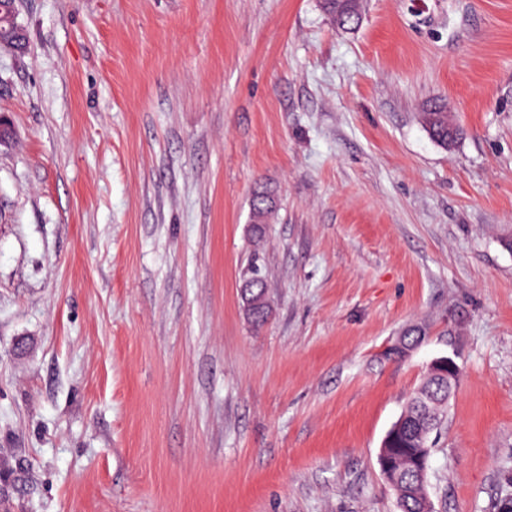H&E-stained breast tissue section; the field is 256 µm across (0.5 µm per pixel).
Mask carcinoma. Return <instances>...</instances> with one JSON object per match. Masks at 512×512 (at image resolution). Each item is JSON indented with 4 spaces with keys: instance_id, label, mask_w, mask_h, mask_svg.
Here are the masks:
<instances>
[{
    "instance_id": "carcinoma-1",
    "label": "carcinoma",
    "mask_w": 512,
    "mask_h": 512,
    "mask_svg": "<svg viewBox=\"0 0 512 512\" xmlns=\"http://www.w3.org/2000/svg\"><path fill=\"white\" fill-rule=\"evenodd\" d=\"M323 10L329 19L342 30H352L359 24L361 0H323ZM420 120L431 138L440 146L448 148L461 136V129L448 116V107L434 104L420 113ZM278 203L275 195L265 188L254 191L250 203V223L260 237L265 225L275 218ZM252 321L260 326L267 319L269 303L267 282L259 267L241 288ZM448 408V378H427L410 397L404 414L408 425L389 433L388 466L401 480L394 484L401 503V512H420V498L427 494V474L432 451L430 435L437 430L443 414Z\"/></svg>"
}]
</instances>
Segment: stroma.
I'll list each match as a JSON object with an SVG mask.
<instances>
[{
  "mask_svg": "<svg viewBox=\"0 0 512 512\" xmlns=\"http://www.w3.org/2000/svg\"><path fill=\"white\" fill-rule=\"evenodd\" d=\"M0 48V512H435L512 489V0H16ZM442 101L453 148L420 120ZM279 210L261 247L252 192ZM265 272L270 315L238 296ZM421 327L405 356L388 350ZM323 10L342 30L355 29L361 17V0H323ZM458 371V364L450 356L434 360L427 376L447 374L448 377L426 378L410 397L403 412L408 425L389 433L387 461L391 470L401 477L394 484L397 491L392 488L396 495L398 492L397 500L402 505V512L420 511V498L428 494L426 484L432 451L430 435L437 430L448 408ZM428 402L436 403L437 407L430 410L424 404Z\"/></svg>",
  "mask_w": 512,
  "mask_h": 512,
  "instance_id": "1",
  "label": "stroma"
}]
</instances>
